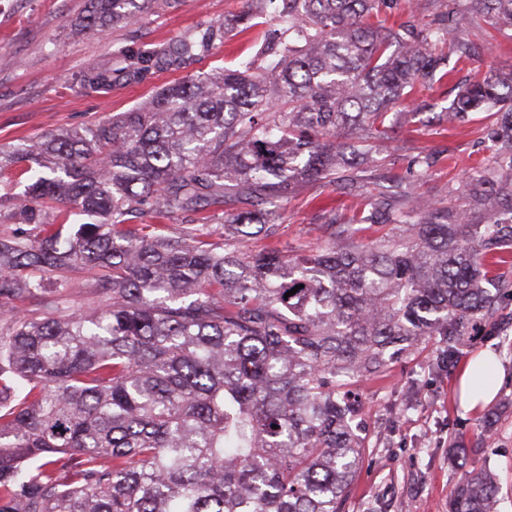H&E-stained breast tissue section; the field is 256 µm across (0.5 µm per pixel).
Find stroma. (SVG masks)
I'll use <instances>...</instances> for the list:
<instances>
[{
  "mask_svg": "<svg viewBox=\"0 0 512 512\" xmlns=\"http://www.w3.org/2000/svg\"><path fill=\"white\" fill-rule=\"evenodd\" d=\"M249 0H180L137 11L133 19L104 33L73 37L70 28L81 17L86 0H0V146L34 139L59 129L89 124L125 112L149 99L163 86L203 72L235 68L254 57L279 28L272 6H265L258 26L227 30L198 62L174 69L152 68L134 78L122 71L126 55L163 48L184 32L247 10ZM466 37L475 48L471 60L458 64L449 80L417 92L416 101L433 111L447 107L459 90L490 68L512 66V31L488 46L481 27ZM111 71L112 86L81 92L77 84L87 67ZM492 113L476 112L460 128L444 129L427 114L401 120L391 148L376 167L361 173L364 192L384 179L405 177L412 159L435 153L437 160L411 189L414 205L465 209L475 219L465 192L471 168L494 165L481 138ZM354 201L338 187L299 183L288 197L280 242L295 254H307L322 241L323 217L336 213L349 220ZM506 287L493 322L477 321L456 345L458 367L488 352L499 364V391L494 401L474 414L458 405L457 369L450 372L437 360L446 347L433 336L389 362L379 376L353 386L362 403L359 419L366 439L344 512H448V495L461 472L448 461V450L464 444L471 459L485 463L500 486L497 512H512V258L499 264ZM494 429L483 434L487 417Z\"/></svg>",
  "mask_w": 512,
  "mask_h": 512,
  "instance_id": "35a3bbf8",
  "label": "stroma"
}]
</instances>
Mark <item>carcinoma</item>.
<instances>
[{"label": "carcinoma", "mask_w": 512, "mask_h": 512, "mask_svg": "<svg viewBox=\"0 0 512 512\" xmlns=\"http://www.w3.org/2000/svg\"><path fill=\"white\" fill-rule=\"evenodd\" d=\"M147 0H89L76 33L127 21ZM285 28L262 73L226 68L171 84L127 112L0 147V197L30 229L0 235V512H344L362 462L350 387L428 336L441 364L476 318L493 317L494 260L512 248V68L470 81L438 121L483 130L497 166L467 178L484 211L402 209L382 188L351 224L329 215L317 251L280 244L300 180L342 181L396 139L398 108L448 77L435 53L482 20L512 30V0H257ZM250 10L224 21L249 25ZM185 33L125 69L181 67L224 37ZM112 72L88 67L79 88ZM224 214V242L200 220ZM181 215V232L134 220ZM367 224L368 242L353 224ZM267 241L246 251L252 239ZM99 270L100 304L70 311L68 280ZM292 296L285 294L295 286ZM50 307L26 313L49 289ZM68 464L62 477L52 458ZM448 512H497L494 474L470 462Z\"/></svg>", "instance_id": "1"}]
</instances>
